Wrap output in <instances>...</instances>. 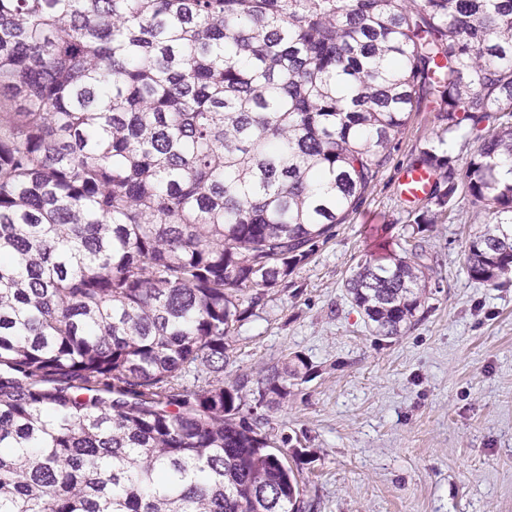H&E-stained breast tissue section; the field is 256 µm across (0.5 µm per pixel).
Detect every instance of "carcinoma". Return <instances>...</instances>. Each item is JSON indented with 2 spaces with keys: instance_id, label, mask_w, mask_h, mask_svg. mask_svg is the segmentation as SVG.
<instances>
[{
  "instance_id": "carcinoma-1",
  "label": "carcinoma",
  "mask_w": 512,
  "mask_h": 512,
  "mask_svg": "<svg viewBox=\"0 0 512 512\" xmlns=\"http://www.w3.org/2000/svg\"><path fill=\"white\" fill-rule=\"evenodd\" d=\"M482 130L430 197L512 269V0H0V512H303L229 341L364 202L411 112ZM358 263L377 336L424 254Z\"/></svg>"
}]
</instances>
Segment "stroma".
<instances>
[{
	"instance_id": "35a3bbf8",
	"label": "stroma",
	"mask_w": 512,
	"mask_h": 512,
	"mask_svg": "<svg viewBox=\"0 0 512 512\" xmlns=\"http://www.w3.org/2000/svg\"><path fill=\"white\" fill-rule=\"evenodd\" d=\"M422 101L356 214L278 288L230 341L222 378L310 366L288 400L258 407L287 434L305 512H512V281L471 280L463 243L492 215L462 199L423 234L438 266L425 303L402 335L371 332L346 294L357 262L386 261L412 232L414 210L397 193L402 170L429 143L457 164L467 131L443 133Z\"/></svg>"
}]
</instances>
